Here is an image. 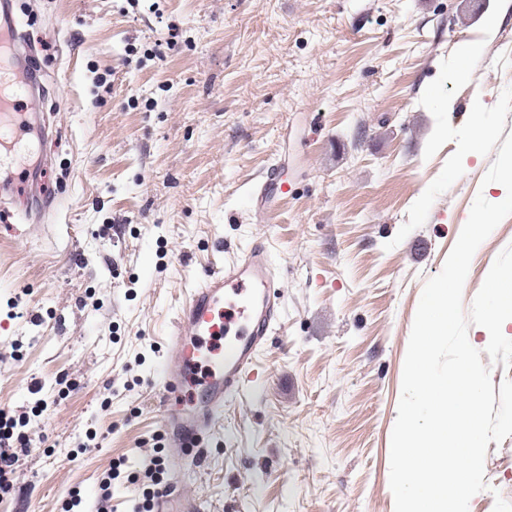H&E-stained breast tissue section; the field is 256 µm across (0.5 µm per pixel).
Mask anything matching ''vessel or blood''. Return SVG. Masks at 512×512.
<instances>
[{
  "label": "vessel or blood",
  "mask_w": 512,
  "mask_h": 512,
  "mask_svg": "<svg viewBox=\"0 0 512 512\" xmlns=\"http://www.w3.org/2000/svg\"><path fill=\"white\" fill-rule=\"evenodd\" d=\"M10 97L0 101V133L8 135L0 153V173L8 180L0 188L9 196L26 194L28 184L13 175L24 133L15 124V106L26 88L9 84ZM288 192L277 163H270L250 195L254 212L271 218L277 199ZM275 265L264 241L225 261L190 291L189 302L176 316L168 338L172 355L165 363V405L162 421L175 443L171 454L201 461L226 402L240 397L260 351L276 333L282 306L274 291Z\"/></svg>",
  "instance_id": "1"
}]
</instances>
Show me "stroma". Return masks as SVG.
Wrapping results in <instances>:
<instances>
[{"instance_id":"obj_1","label":"stroma","mask_w":512,"mask_h":512,"mask_svg":"<svg viewBox=\"0 0 512 512\" xmlns=\"http://www.w3.org/2000/svg\"><path fill=\"white\" fill-rule=\"evenodd\" d=\"M38 88L27 204L0 220V411L36 441L0 512H135L175 313L215 263L269 246L284 308L204 467L207 512H394L390 441L425 282L512 134V0H8ZM481 49L463 56L467 44ZM491 135L468 143L477 113ZM287 197L249 204L271 161ZM512 245L477 248L471 306ZM137 484H129L131 476ZM469 512L512 502V436Z\"/></svg>"}]
</instances>
